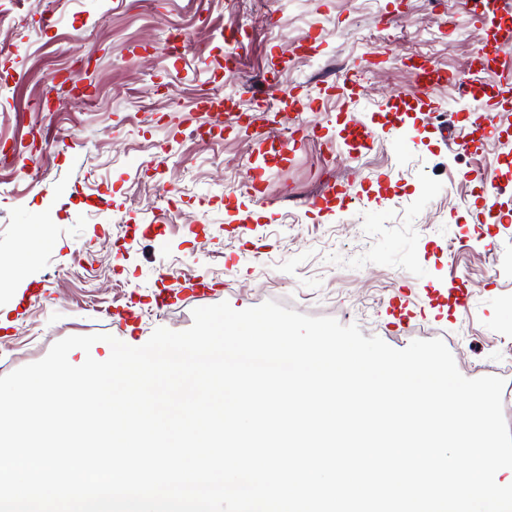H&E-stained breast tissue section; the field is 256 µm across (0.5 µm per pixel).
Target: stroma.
<instances>
[{
	"mask_svg": "<svg viewBox=\"0 0 512 512\" xmlns=\"http://www.w3.org/2000/svg\"><path fill=\"white\" fill-rule=\"evenodd\" d=\"M11 24L0 29V144L15 148L0 166V258L14 257L28 225H46V241L25 278L41 299L0 296V368L16 370L73 335L147 342L156 328L181 331L201 306L228 302L243 310L275 301L314 317L356 324L396 349L441 339L468 378L499 376L512 391V223L482 224L484 188L473 171L512 172V141L460 150L423 112L387 120L385 101L406 87L405 55L431 56L467 80L473 41L485 27L465 0H63L44 28L43 0H0ZM242 32L240 77L254 84L269 47L290 60L280 81L318 96L324 82L358 76L363 109L337 100L306 121L325 127L268 176L266 204L244 189L255 142L233 132L201 142L209 122L194 104L225 87L224 35ZM320 32L314 53L301 47ZM385 54L367 68L372 34ZM184 36L178 60L166 55ZM376 127L374 150L350 159L340 149L345 122ZM168 150L166 166L152 159ZM353 186L364 209L332 216L311 208L327 175ZM259 212L246 237L238 209ZM83 267L82 276L69 271ZM212 287L206 298L174 301L152 314V294L177 291L184 276ZM464 282L469 301L451 318L432 309L428 291ZM408 292L409 327L392 330L387 308ZM134 302L139 329L111 323L105 310Z\"/></svg>",
	"mask_w": 512,
	"mask_h": 512,
	"instance_id": "1",
	"label": "stroma"
}]
</instances>
